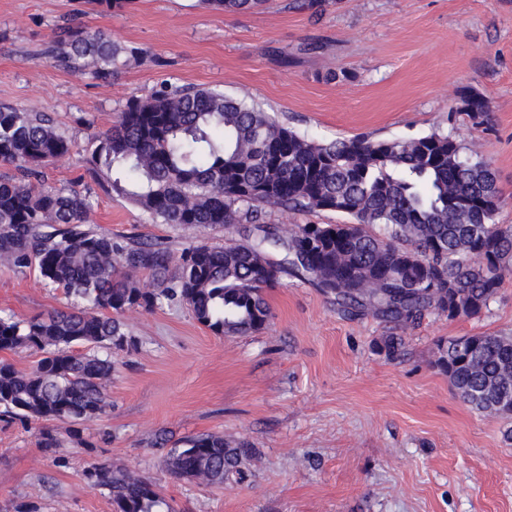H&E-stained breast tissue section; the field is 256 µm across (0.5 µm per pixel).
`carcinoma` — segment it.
Listing matches in <instances>:
<instances>
[{"mask_svg":"<svg viewBox=\"0 0 512 512\" xmlns=\"http://www.w3.org/2000/svg\"><path fill=\"white\" fill-rule=\"evenodd\" d=\"M234 14L266 0H202ZM56 67L107 82L137 58L105 35L69 28L41 52ZM480 124L488 101L463 98ZM71 143L46 115L0 104V262L34 265L82 305L28 319L0 314V352L42 353L29 372L0 359V416L22 423L58 420L77 442L107 404L112 361L101 351L134 341L121 316L174 303L216 335L265 328L273 317L264 290L286 272L334 297L347 314L398 327L435 310L450 319L486 309L512 269V227L496 223L501 197L490 164L454 132L406 139H309L244 99L216 89L170 86L132 99L96 139L90 172L106 174L151 219L183 228H224L222 245L198 242L174 257L163 241L114 238L87 226L89 195L45 183ZM330 210L344 224L271 226L262 207ZM251 240L238 243L235 232ZM286 251L285 263L269 250ZM145 273L151 287L132 275ZM473 409L512 418V336H461L437 360ZM169 475L220 484L256 454L245 442L202 434L155 440ZM107 492L113 512H176L148 478L106 462L82 470Z\"/></svg>","mask_w":512,"mask_h":512,"instance_id":"1","label":"carcinoma"}]
</instances>
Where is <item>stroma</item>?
<instances>
[{
    "label": "stroma",
    "instance_id": "obj_1",
    "mask_svg": "<svg viewBox=\"0 0 512 512\" xmlns=\"http://www.w3.org/2000/svg\"><path fill=\"white\" fill-rule=\"evenodd\" d=\"M269 0L224 14L200 0H0V103L44 112L74 148L48 168L49 185L93 202L89 222L115 237L223 244V229L154 223L88 171L95 134L130 98L167 85L224 90L317 141L408 138L456 131L490 163L512 224V0ZM142 60L99 82L38 59L70 18ZM467 93L488 100L473 126ZM273 318L247 336H218L187 306L127 311L137 342L112 353L107 405L73 440L40 446L41 427L0 419V512L22 501L40 512H112L81 479L98 460L149 478L178 512H512V421L473 410L436 365L449 339L512 335V270L476 317L432 312L402 328L346 316L334 298L282 274L266 289ZM37 268L0 264V313L28 318L72 304ZM217 434L251 443L244 477L180 481L151 442ZM65 466H57V459Z\"/></svg>",
    "mask_w": 512,
    "mask_h": 512
}]
</instances>
